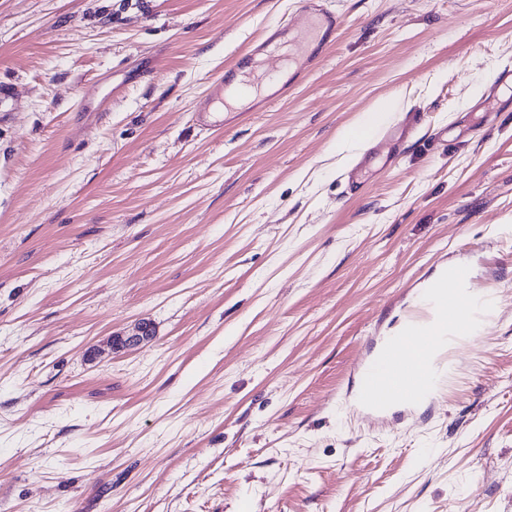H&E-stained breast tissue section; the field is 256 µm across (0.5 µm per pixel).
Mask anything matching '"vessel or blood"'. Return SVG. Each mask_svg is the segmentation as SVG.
<instances>
[{
    "instance_id": "b4317fda",
    "label": "vessel or blood",
    "mask_w": 512,
    "mask_h": 512,
    "mask_svg": "<svg viewBox=\"0 0 512 512\" xmlns=\"http://www.w3.org/2000/svg\"><path fill=\"white\" fill-rule=\"evenodd\" d=\"M344 20L329 9L325 0H298L292 19L267 28L247 48L235 54L232 62L211 82V98L220 100L225 90L235 96L248 95L259 74H273L286 62L300 59L301 64L273 95V100L287 97L297 89L326 58L334 47ZM422 121L420 113H406L398 129H386L384 138L396 139L395 155L406 149L410 132ZM442 314L450 331L458 338H469L485 328L491 315L477 313L471 302L454 293L452 287L427 294L421 307L412 311V332L389 337L377 356L360 371L355 405L380 411L394 405L419 406L430 401L443 388L433 362L443 360L448 347L446 337L428 321L429 311Z\"/></svg>"
}]
</instances>
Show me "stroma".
Segmentation results:
<instances>
[{
  "label": "stroma",
  "mask_w": 512,
  "mask_h": 512,
  "mask_svg": "<svg viewBox=\"0 0 512 512\" xmlns=\"http://www.w3.org/2000/svg\"><path fill=\"white\" fill-rule=\"evenodd\" d=\"M295 3L0 0V512H512V0H327L306 82L199 130ZM379 100L423 123L353 196ZM449 264L499 307L446 399L349 414ZM506 84L512 86V68L508 66L504 67L500 72L496 85L489 91L488 95L481 103L488 117L496 118L500 112H512V109L510 111V102L507 104L509 100H502L497 93V87L505 86ZM390 105L377 102L373 112H363L336 137V153H343L350 148L364 143L375 131L389 120ZM154 332L149 323L142 322L136 325L133 331L127 336H116L112 340V345L122 349H132L144 342L152 340Z\"/></svg>",
  "instance_id": "stroma-1"
}]
</instances>
